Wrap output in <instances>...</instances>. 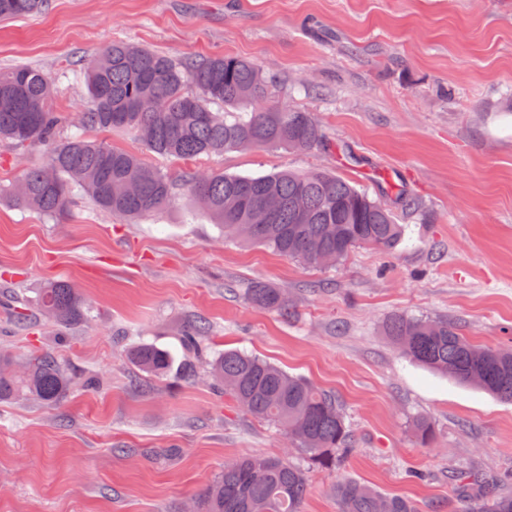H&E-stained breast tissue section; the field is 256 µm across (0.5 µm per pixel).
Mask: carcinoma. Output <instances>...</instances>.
Returning <instances> with one entry per match:
<instances>
[{
	"instance_id": "1",
	"label": "carcinoma",
	"mask_w": 512,
	"mask_h": 512,
	"mask_svg": "<svg viewBox=\"0 0 512 512\" xmlns=\"http://www.w3.org/2000/svg\"><path fill=\"white\" fill-rule=\"evenodd\" d=\"M48 0H0V20L40 13ZM89 101L80 127L128 131L150 151L182 160L239 148L326 147L324 132L311 112L276 97L273 76L240 57L216 56L177 62L129 42L105 46L84 74ZM55 77L33 67L0 72V142L16 149L46 151V162L26 171L15 202L53 218L62 217L75 193H85L103 210L130 218L162 211L175 190L191 193L224 235L268 247L307 267L334 262L353 249L391 251L403 241L392 205L372 199L326 171H274L258 177L185 169L177 175L145 163L138 155L81 134L63 135V117L53 109ZM192 83L197 92L190 93ZM231 107L218 112L212 106ZM308 209L297 220L296 199ZM249 301L288 312L276 288L257 283ZM33 309L63 334L83 323L88 306L77 288L57 279L38 290ZM208 326L202 318L183 329L184 345L207 358L200 343ZM384 332L412 361L460 384L472 385L512 402V350L478 345L443 318L393 315ZM153 377L172 372V354L141 343L127 353ZM210 375L224 393L250 415L280 426L308 463L335 469L353 451L354 439L336 396L279 366L238 351L208 358ZM74 377L48 350L36 352L19 368L0 353V401L31 397L59 405ZM462 512H512V493L471 471L451 475ZM307 493L306 471L288 457L246 455L224 466L200 499L201 512H301ZM339 512H418L409 499L383 497L372 487L348 479L336 487Z\"/></svg>"
}]
</instances>
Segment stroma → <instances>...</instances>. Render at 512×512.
I'll list each match as a JSON object with an SVG mask.
<instances>
[{"mask_svg":"<svg viewBox=\"0 0 512 512\" xmlns=\"http://www.w3.org/2000/svg\"><path fill=\"white\" fill-rule=\"evenodd\" d=\"M115 40L178 59H252L330 147L185 162L128 132L109 135L113 146L171 173L325 170L373 198L406 190L420 208L397 210L396 250L361 246L308 268L225 237L183 190L134 223L85 196L60 221L0 198V291L30 301L66 278L92 309L62 338L0 309V349L20 361L48 348L100 379L55 407L0 404V512H196L244 454L307 467L302 512H338L347 479L420 512H457L452 471L512 474V402L417 366L384 334L395 314L445 317L476 343L512 347V0H49L0 21V69L65 72L53 104L72 122L88 100L79 71ZM257 282L287 294V314L248 301ZM199 317L209 350L259 356L336 394L356 439L340 468H308L278 426L213 385L182 344ZM141 343L192 364L194 379H148L126 356ZM420 417L431 443L413 432Z\"/></svg>","mask_w":512,"mask_h":512,"instance_id":"1","label":"stroma"}]
</instances>
